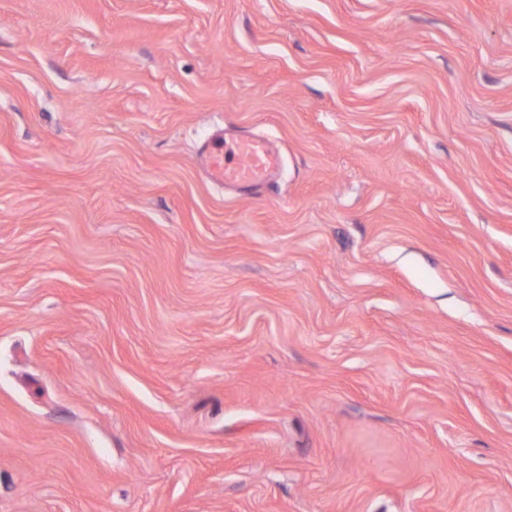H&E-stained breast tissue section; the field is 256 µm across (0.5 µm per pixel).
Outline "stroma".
<instances>
[{
  "instance_id": "35a3bbf8",
  "label": "stroma",
  "mask_w": 512,
  "mask_h": 512,
  "mask_svg": "<svg viewBox=\"0 0 512 512\" xmlns=\"http://www.w3.org/2000/svg\"><path fill=\"white\" fill-rule=\"evenodd\" d=\"M0 512H512V0H0ZM202 162L207 177L214 183L262 186L278 170L280 156L268 139L247 137L228 143L218 133L207 142Z\"/></svg>"
}]
</instances>
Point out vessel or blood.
Returning a JSON list of instances; mask_svg holds the SVG:
<instances>
[{
  "label": "vessel or blood",
  "instance_id": "1",
  "mask_svg": "<svg viewBox=\"0 0 512 512\" xmlns=\"http://www.w3.org/2000/svg\"><path fill=\"white\" fill-rule=\"evenodd\" d=\"M202 162L214 183L262 186L278 170L280 156L268 139L247 137L229 142L218 134L207 142Z\"/></svg>",
  "mask_w": 512,
  "mask_h": 512
}]
</instances>
